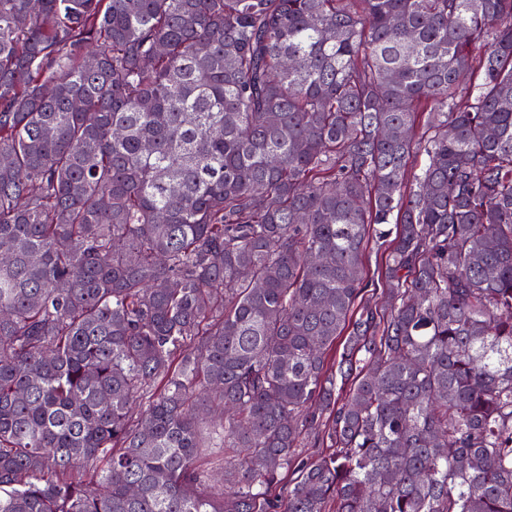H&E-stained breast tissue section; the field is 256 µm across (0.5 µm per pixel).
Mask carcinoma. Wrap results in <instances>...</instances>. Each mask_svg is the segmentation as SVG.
<instances>
[{
	"label": "carcinoma",
	"mask_w": 512,
	"mask_h": 512,
	"mask_svg": "<svg viewBox=\"0 0 512 512\" xmlns=\"http://www.w3.org/2000/svg\"><path fill=\"white\" fill-rule=\"evenodd\" d=\"M1 155L0 512H512V0H0Z\"/></svg>",
	"instance_id": "carcinoma-1"
}]
</instances>
